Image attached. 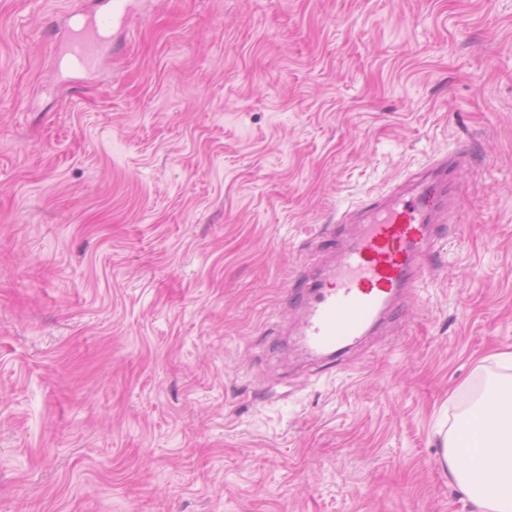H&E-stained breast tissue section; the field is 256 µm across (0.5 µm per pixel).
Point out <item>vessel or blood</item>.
Listing matches in <instances>:
<instances>
[{
  "instance_id": "b4317fda",
  "label": "vessel or blood",
  "mask_w": 512,
  "mask_h": 512,
  "mask_svg": "<svg viewBox=\"0 0 512 512\" xmlns=\"http://www.w3.org/2000/svg\"><path fill=\"white\" fill-rule=\"evenodd\" d=\"M127 0H97L68 27L58 56L81 69H98L110 53L114 24L127 22ZM465 150L441 155L387 195L346 211L340 221L358 225L324 277L304 279L291 299L302 310L299 336L309 355L333 359L368 335L382 316L400 320L423 282V264L454 223L458 170Z\"/></svg>"
}]
</instances>
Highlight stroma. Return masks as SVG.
I'll list each match as a JSON object with an SVG mask.
<instances>
[{
  "mask_svg": "<svg viewBox=\"0 0 512 512\" xmlns=\"http://www.w3.org/2000/svg\"><path fill=\"white\" fill-rule=\"evenodd\" d=\"M0 0V512H472L435 425L512 353V0ZM466 146L398 329L309 357L346 209ZM95 7L68 27L64 43L57 51L58 57H67L75 67L86 71L98 69L110 53L112 27L126 23L130 16L126 0H99Z\"/></svg>",
  "mask_w": 512,
  "mask_h": 512,
  "instance_id": "35a3bbf8",
  "label": "stroma"
}]
</instances>
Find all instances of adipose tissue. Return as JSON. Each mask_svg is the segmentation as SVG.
<instances>
[{"mask_svg":"<svg viewBox=\"0 0 512 512\" xmlns=\"http://www.w3.org/2000/svg\"><path fill=\"white\" fill-rule=\"evenodd\" d=\"M470 435L441 430L443 465L468 494L474 512H512V385L487 390L461 423Z\"/></svg>","mask_w":512,"mask_h":512,"instance_id":"adipose-tissue-1","label":"adipose tissue"}]
</instances>
